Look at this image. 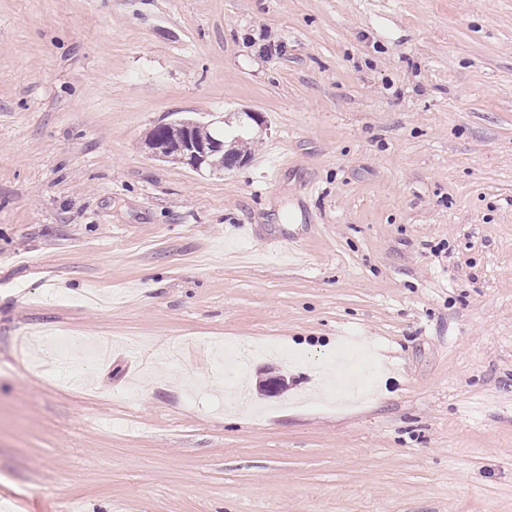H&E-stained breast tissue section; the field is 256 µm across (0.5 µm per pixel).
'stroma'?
Here are the masks:
<instances>
[{
	"label": "stroma",
	"mask_w": 512,
	"mask_h": 512,
	"mask_svg": "<svg viewBox=\"0 0 512 512\" xmlns=\"http://www.w3.org/2000/svg\"><path fill=\"white\" fill-rule=\"evenodd\" d=\"M0 512H512V0H0ZM186 122V126H184V122L181 121L176 124H169L170 126H162L152 129L149 133L148 139L151 136L172 139L174 137H182L187 134L192 141L199 143L211 142L215 139L223 140L224 148L210 155L203 162L202 170L224 171V169H231L235 167L236 164H239L242 161L244 156L239 150L225 149L224 121H215L207 125H200L192 121ZM190 139L174 138L172 140L164 141L154 139L150 140L148 146L153 156L158 159H180L181 161L194 165L199 169V165L206 158V155L219 149L222 145V142L219 140H215L210 144L198 145L194 144Z\"/></svg>",
	"instance_id": "stroma-1"
}]
</instances>
